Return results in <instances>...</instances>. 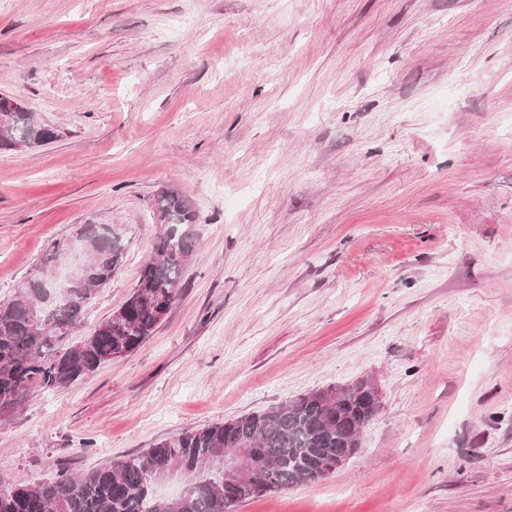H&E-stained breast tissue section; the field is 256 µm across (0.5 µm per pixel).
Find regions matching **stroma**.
Wrapping results in <instances>:
<instances>
[{
    "mask_svg": "<svg viewBox=\"0 0 512 512\" xmlns=\"http://www.w3.org/2000/svg\"><path fill=\"white\" fill-rule=\"evenodd\" d=\"M0 94L55 127L0 152V301L82 224L126 300L195 206L154 336L0 418V484L361 380L323 479L233 512H512V0H0Z\"/></svg>",
    "mask_w": 512,
    "mask_h": 512,
    "instance_id": "stroma-1",
    "label": "stroma"
}]
</instances>
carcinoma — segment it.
Listing matches in <instances>:
<instances>
[{
  "mask_svg": "<svg viewBox=\"0 0 512 512\" xmlns=\"http://www.w3.org/2000/svg\"><path fill=\"white\" fill-rule=\"evenodd\" d=\"M0 150L34 148L57 130L9 96H0ZM166 230L157 257L144 267L126 301L74 341L88 304L112 281L125 258L124 235L109 224L89 226L83 246L82 285L48 292L32 279L0 302V399L18 400L36 383L61 390L93 374L115 356L136 350L154 335L177 299L181 271L195 247L193 204L173 190L155 200ZM375 388L359 382L312 392L236 420L186 431L142 452L76 476L66 470L40 481L19 480L0 491V512H224V457L238 448L257 449L256 481L273 492L323 478L330 460L355 453L362 430L374 417ZM186 479L178 497L159 493L172 476Z\"/></svg>",
  "mask_w": 512,
  "mask_h": 512,
  "instance_id": "cac0c4a2",
  "label": "carcinoma"
}]
</instances>
